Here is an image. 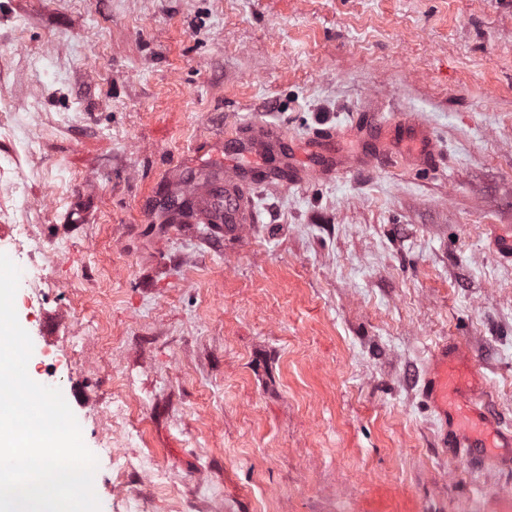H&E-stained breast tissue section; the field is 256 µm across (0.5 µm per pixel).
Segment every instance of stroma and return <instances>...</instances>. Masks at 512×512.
<instances>
[{"instance_id": "stroma-1", "label": "stroma", "mask_w": 512, "mask_h": 512, "mask_svg": "<svg viewBox=\"0 0 512 512\" xmlns=\"http://www.w3.org/2000/svg\"><path fill=\"white\" fill-rule=\"evenodd\" d=\"M370 114L442 159L262 189L236 239L157 219L227 130L352 151ZM0 197L45 246L0 253L42 280L15 309L101 512L512 503V466L449 455L419 395L462 341L512 427V0H0Z\"/></svg>"}]
</instances>
